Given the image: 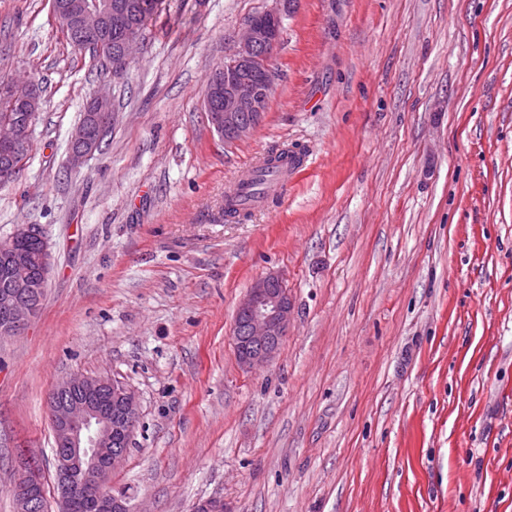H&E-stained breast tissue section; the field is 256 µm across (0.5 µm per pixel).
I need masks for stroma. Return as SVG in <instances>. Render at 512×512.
Here are the masks:
<instances>
[{"label":"stroma","instance_id":"obj_1","mask_svg":"<svg viewBox=\"0 0 512 512\" xmlns=\"http://www.w3.org/2000/svg\"><path fill=\"white\" fill-rule=\"evenodd\" d=\"M277 0H164L125 78L66 43L50 0H0V82L43 89L0 188V243L51 252L37 316L0 338V512L26 464L55 512L47 396L73 374L139 403L109 479L130 512H512V0H293L252 135L202 100ZM117 117L79 170L84 104ZM306 168L239 223V169ZM282 274L293 319L242 367L237 305Z\"/></svg>","mask_w":512,"mask_h":512}]
</instances>
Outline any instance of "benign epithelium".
Segmentation results:
<instances>
[{
  "label": "benign epithelium",
  "mask_w": 512,
  "mask_h": 512,
  "mask_svg": "<svg viewBox=\"0 0 512 512\" xmlns=\"http://www.w3.org/2000/svg\"><path fill=\"white\" fill-rule=\"evenodd\" d=\"M55 21H64L74 49L85 52L95 44L117 43L116 54H107L111 79L121 80L143 45L139 24L133 20L129 0H89L74 10L62 0H51ZM282 14L278 10L255 16L238 35L229 63L208 77L204 111L213 127L228 143L248 138L261 123L274 73L272 53L280 41ZM0 97L10 101L15 117L0 124V186L13 183L19 168L9 150L31 146V132L42 101V90L33 82L0 85ZM91 122L77 125L71 134L69 165L79 168L101 150L114 122L115 108L106 93L87 100ZM251 121L239 119L241 113ZM50 254L47 242L30 225L17 229L12 239L0 246V274L7 288L4 301L8 325L3 333L21 334L37 315L38 307L28 298L36 287L35 273L48 276ZM293 304L288 287L278 273L258 280L240 301L234 321L238 361L246 367L268 363L278 352L288 332ZM52 429L61 451L57 483L61 512H71L79 496L97 501L99 512H128L126 502L108 490V478L125 459L139 420L134 392L122 381L101 377L73 376L56 385L48 397ZM17 512H45L41 486L27 477L13 487Z\"/></svg>",
  "instance_id": "1"
}]
</instances>
